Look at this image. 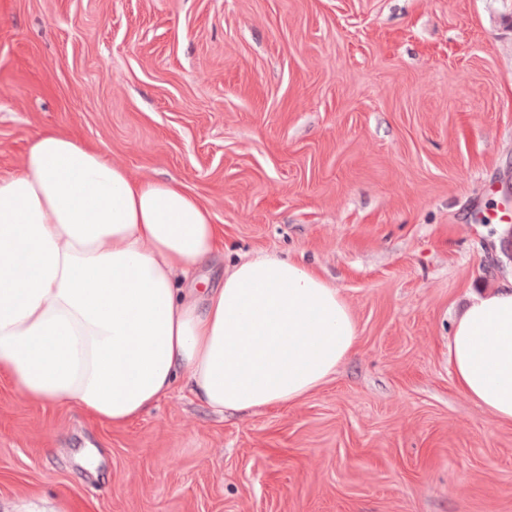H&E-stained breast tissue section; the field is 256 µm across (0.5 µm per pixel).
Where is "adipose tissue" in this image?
Masks as SVG:
<instances>
[{
    "instance_id": "obj_1",
    "label": "adipose tissue",
    "mask_w": 512,
    "mask_h": 512,
    "mask_svg": "<svg viewBox=\"0 0 512 512\" xmlns=\"http://www.w3.org/2000/svg\"><path fill=\"white\" fill-rule=\"evenodd\" d=\"M192 193L133 180L54 130L0 178V369L29 399L122 427L178 387L214 412L297 402L353 355L356 319L312 267L259 253L197 301L219 250ZM458 390L512 424V279L470 289L448 339Z\"/></svg>"
}]
</instances>
